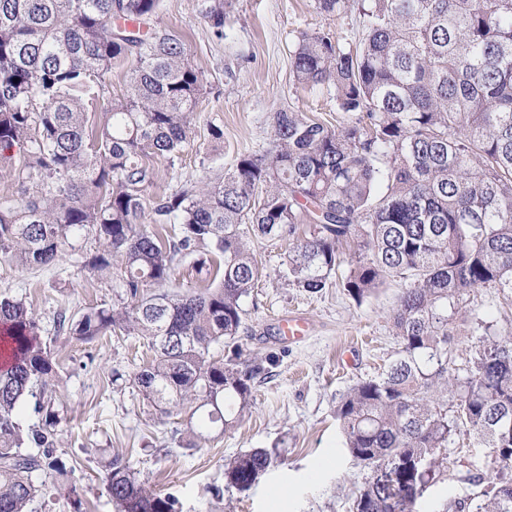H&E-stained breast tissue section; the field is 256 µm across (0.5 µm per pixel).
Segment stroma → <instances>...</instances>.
Segmentation results:
<instances>
[{
  "mask_svg": "<svg viewBox=\"0 0 512 512\" xmlns=\"http://www.w3.org/2000/svg\"><path fill=\"white\" fill-rule=\"evenodd\" d=\"M205 0H161L156 26L180 35L189 59L205 75L207 91L192 122V141L175 164L160 158L158 177L145 190L152 199L188 179L216 175L242 153L269 142L271 116L281 108L314 112L332 121L329 93L297 87L291 54L298 32L354 37L356 14L329 18L316 0H231L224 29L204 17ZM224 140L214 143L211 127ZM94 243L80 241L57 265L21 268L0 257V294L25 301L39 319L42 336L57 362L56 452L72 466L67 482L35 472L44 494L32 512H114L103 461L127 456L139 480L169 493L181 512H351L370 471L344 445L336 420L340 397L357 382L379 375L395 358L399 339L390 321L399 283L355 302L336 285L309 294L283 277L288 244H262L264 277L246 299L247 331L238 341L246 364L274 358L267 379L257 383L254 403L240 425L188 446L183 417H165L144 405L137 390L112 381L113 370L133 371L135 336L83 341L60 331L59 316L79 317L88 308L116 302L115 282L94 275L85 260ZM304 318L300 340L285 337L280 321ZM280 448L281 463L247 491L227 486L224 464L252 448ZM486 448L455 435L421 512H470V477L485 473Z\"/></svg>",
  "mask_w": 512,
  "mask_h": 512,
  "instance_id": "stroma-1",
  "label": "stroma"
}]
</instances>
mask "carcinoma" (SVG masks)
Wrapping results in <instances>:
<instances>
[{"mask_svg":"<svg viewBox=\"0 0 512 512\" xmlns=\"http://www.w3.org/2000/svg\"><path fill=\"white\" fill-rule=\"evenodd\" d=\"M158 7L0 0V167L16 184L0 200V256L50 267L92 237L85 267L116 277L125 298L88 308L70 333L146 341L150 357L112 382L167 416L191 411L188 433L204 439L235 429L267 372L242 365L236 346L264 273L251 243L288 241V284L312 294L351 248L342 288L354 301L404 283L390 316L397 357L336 406L345 447L371 470L352 512H418L461 430L497 449L498 475L474 481V512H512V479L499 476L512 467V334L491 333L471 309L470 328L484 335L464 376L449 367L461 304L491 288L512 310V0H317L329 17L357 11L361 26L352 44L296 36L294 81L329 87L336 124L280 109L263 151L149 205L153 159L180 157L206 93L184 40L150 25ZM206 18L222 34L224 0H210ZM116 62L123 93L88 115ZM198 252L203 288L166 289L176 257ZM0 344V512H29L33 473H69L55 454L56 363L35 313L2 295ZM216 345L230 355L214 357ZM30 402L41 423L25 426L17 410ZM279 459L277 448H252L224 465V479L247 491ZM106 485L116 512H179L120 454Z\"/></svg>","mask_w":512,"mask_h":512,"instance_id":"1","label":"carcinoma"}]
</instances>
